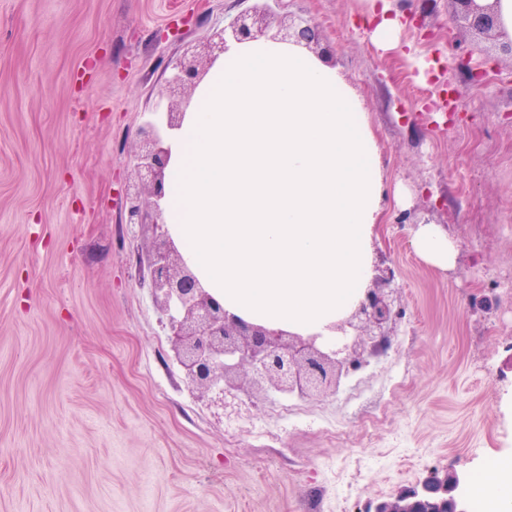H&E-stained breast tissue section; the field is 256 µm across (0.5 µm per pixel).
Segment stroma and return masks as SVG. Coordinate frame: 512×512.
Wrapping results in <instances>:
<instances>
[{"mask_svg":"<svg viewBox=\"0 0 512 512\" xmlns=\"http://www.w3.org/2000/svg\"><path fill=\"white\" fill-rule=\"evenodd\" d=\"M372 3L270 5L320 26L366 114L402 308L385 353L285 419L273 395L188 389L135 268L153 230L119 197L172 63L256 0H0V512H360L512 455V68L448 0H388L421 24L378 46ZM423 218L452 269L415 253Z\"/></svg>","mask_w":512,"mask_h":512,"instance_id":"1","label":"stroma"}]
</instances>
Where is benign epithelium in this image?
Wrapping results in <instances>:
<instances>
[{"mask_svg": "<svg viewBox=\"0 0 512 512\" xmlns=\"http://www.w3.org/2000/svg\"><path fill=\"white\" fill-rule=\"evenodd\" d=\"M448 3L481 51L512 58V37L503 29L497 0ZM262 36L303 44L317 53L324 40L320 27L298 14L275 21L262 9L242 13L213 31L201 50L172 65L149 117L138 128L140 147L132 159L135 179L122 191L125 223L154 229L145 254L149 286L165 315L163 328L187 387L220 408L226 407V398L242 391L301 398L336 391L342 377L388 348L386 327L395 317L397 302L395 273L387 267L375 278L378 287L366 289L349 316L330 327L336 334L334 345L319 334L301 336L247 322L224 310V303L202 286L161 222L170 158L165 141L182 127L185 97L227 43ZM467 484L463 472L434 470L411 488L368 501L362 512H471Z\"/></svg>", "mask_w": 512, "mask_h": 512, "instance_id": "obj_1", "label": "benign epithelium"}]
</instances>
